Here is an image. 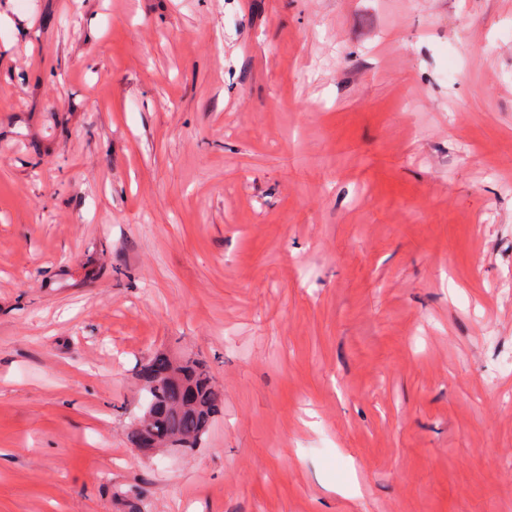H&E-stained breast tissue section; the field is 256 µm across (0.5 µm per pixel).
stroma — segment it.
Masks as SVG:
<instances>
[{"instance_id":"1","label":"stroma","mask_w":512,"mask_h":512,"mask_svg":"<svg viewBox=\"0 0 512 512\" xmlns=\"http://www.w3.org/2000/svg\"><path fill=\"white\" fill-rule=\"evenodd\" d=\"M511 358L512 0H0V512H512ZM153 358L169 365L171 373L156 379L148 364L141 368L139 377L148 402L130 428V441L139 448H155V441L165 442V447L194 448L223 403V389L195 359L175 360L165 352Z\"/></svg>"}]
</instances>
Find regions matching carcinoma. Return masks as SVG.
I'll return each mask as SVG.
<instances>
[{"mask_svg": "<svg viewBox=\"0 0 512 512\" xmlns=\"http://www.w3.org/2000/svg\"><path fill=\"white\" fill-rule=\"evenodd\" d=\"M154 359L170 366L171 373L156 379L148 367L141 368L139 377L148 402L130 428V441L142 448L152 447L155 441L172 448H193L223 403V389L195 359L175 360L165 352Z\"/></svg>", "mask_w": 512, "mask_h": 512, "instance_id": "carcinoma-1", "label": "carcinoma"}]
</instances>
